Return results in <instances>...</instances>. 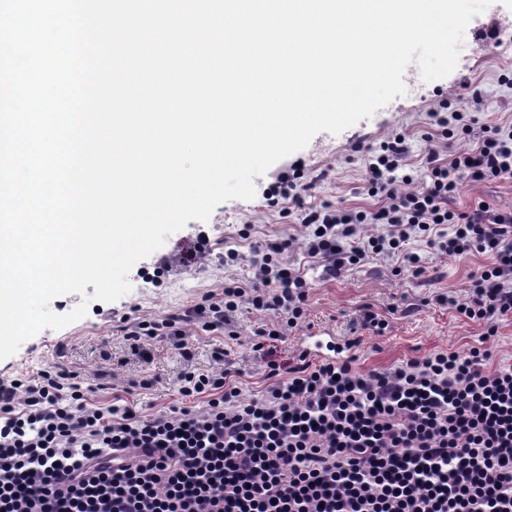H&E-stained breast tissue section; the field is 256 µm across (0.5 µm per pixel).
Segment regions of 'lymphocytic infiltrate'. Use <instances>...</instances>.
<instances>
[{"label":"lymphocytic infiltrate","mask_w":512,"mask_h":512,"mask_svg":"<svg viewBox=\"0 0 512 512\" xmlns=\"http://www.w3.org/2000/svg\"><path fill=\"white\" fill-rule=\"evenodd\" d=\"M429 118L437 140L421 180L404 171V136L368 156L377 210L304 206L312 185L297 169L272 192L297 206L306 250L332 278L381 254L424 273L416 242L485 255L455 307L491 338L512 317V208L451 203L463 183L512 179V125L476 128L447 100ZM458 133L473 143L449 151ZM361 224L381 231L357 238ZM289 246L266 242L250 259L248 287L228 284L184 313L132 323L130 339L163 337L187 357L186 322L224 330L245 302L276 318L259 336L280 340L302 319L310 288L284 262ZM492 358L481 345L366 371L350 357L313 362L303 352L294 364L268 360L251 397L231 370L192 371L179 392L206 406L148 417L84 402L63 366L34 385L0 384V512H512V366Z\"/></svg>","instance_id":"1"}]
</instances>
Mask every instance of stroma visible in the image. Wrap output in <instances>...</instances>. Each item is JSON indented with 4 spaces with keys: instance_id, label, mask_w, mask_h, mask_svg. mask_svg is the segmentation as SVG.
<instances>
[{
    "instance_id": "35a3bbf8",
    "label": "stroma",
    "mask_w": 512,
    "mask_h": 512,
    "mask_svg": "<svg viewBox=\"0 0 512 512\" xmlns=\"http://www.w3.org/2000/svg\"><path fill=\"white\" fill-rule=\"evenodd\" d=\"M510 68L512 0H498L495 12L481 13L468 25L457 67L448 77L424 81L419 66L410 64L403 77L405 95L340 134L324 131L315 135L306 148L255 177L254 199L220 203L207 222L189 221L168 236L159 250L163 256L179 253L191 246L202 229L210 238L205 258L160 282L142 275L155 258L140 260L129 273L127 295L111 303L93 300L83 319L59 330L43 329L26 340L13 356L0 361V383L15 379L34 383L41 372L63 362L79 374L85 397L94 405H130L146 415L186 404L201 408L206 404L204 398L189 400L179 394V378L187 371L215 369L212 352L221 347L229 352L239 373L243 394H256L263 387L267 368L252 346L256 331L272 323L273 315L243 305L234 317L231 336L189 326L193 356L188 360L160 339L146 342L145 355L133 354L122 321H158L193 307L206 292L221 291L225 283L246 282L247 266L225 267V251L233 249L248 257L257 246L280 238L293 242L285 262L303 271L311 285L305 317L277 344L282 359L295 360L304 336L317 326L328 328L342 342L358 336L360 344L353 353L358 364L370 370L434 351H462L480 344L483 324L460 314L452 302L465 295L469 276L485 263L484 255H439L422 245L418 251L427 259L423 274L398 271L395 262L380 258L328 281L304 251L303 225L296 216L286 215L283 204H269L264 193L281 172L295 164L317 181L305 205L376 207L377 199L364 189L368 147L395 135L405 136L412 147L407 164L420 169L435 132L429 114L448 97L466 102L479 125L512 121V89L498 84L499 74ZM482 200L512 207V181L463 184L456 206L465 211ZM366 306L388 322L385 335L358 331L356 321ZM144 380L149 383L145 389L140 386Z\"/></svg>"
}]
</instances>
